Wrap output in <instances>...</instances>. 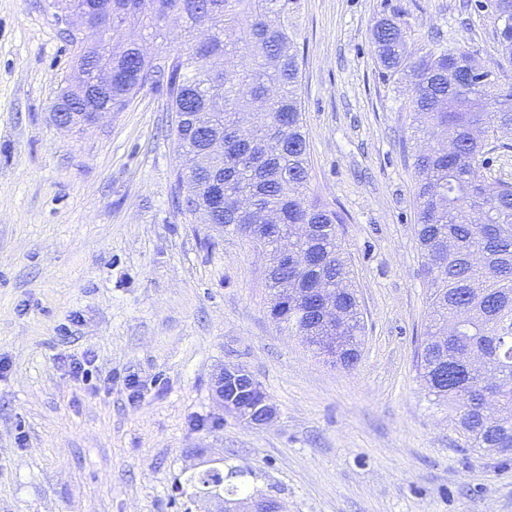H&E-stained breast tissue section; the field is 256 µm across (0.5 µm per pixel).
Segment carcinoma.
<instances>
[{"label": "carcinoma", "instance_id": "1", "mask_svg": "<svg viewBox=\"0 0 512 512\" xmlns=\"http://www.w3.org/2000/svg\"><path fill=\"white\" fill-rule=\"evenodd\" d=\"M301 0H112V12L74 45L75 68L112 62L123 78L89 100L68 85L61 96L76 125L89 103L121 112L140 91L162 84L168 111L183 117L171 135L179 158L177 203L207 228L231 231L270 254L266 287L279 327L304 337L332 365L358 360L363 322L337 241L343 216L310 198L303 133L302 61L295 17ZM491 17L500 54L512 60V0H479ZM181 30L187 49L147 56L143 38ZM379 75L410 85L414 135L439 130L442 143L414 158L418 240L430 283L431 325L417 370L431 402L456 415L459 432L480 455L512 457V183L478 174L485 141L512 131V83L470 72V57L448 49L411 51L397 17L372 30ZM336 297L342 321L314 336L316 289ZM202 494L263 497L245 473L225 464L187 479Z\"/></svg>", "mask_w": 512, "mask_h": 512}]
</instances>
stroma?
<instances>
[{
	"label": "stroma",
	"mask_w": 512,
	"mask_h": 512,
	"mask_svg": "<svg viewBox=\"0 0 512 512\" xmlns=\"http://www.w3.org/2000/svg\"><path fill=\"white\" fill-rule=\"evenodd\" d=\"M459 4L301 0L295 19L310 193L345 218L364 316L344 369L271 319L264 253L207 240L176 206L164 88L58 130L73 49L48 0H0V512H184L200 448L285 512H512V462L471 451L416 375L430 290L401 149L411 92L383 83L371 41L395 13L411 47L438 41L512 82L486 12ZM85 351L109 396L75 389L66 359ZM228 364L265 389L271 424L218 405Z\"/></svg>",
	"instance_id": "obj_1"
}]
</instances>
